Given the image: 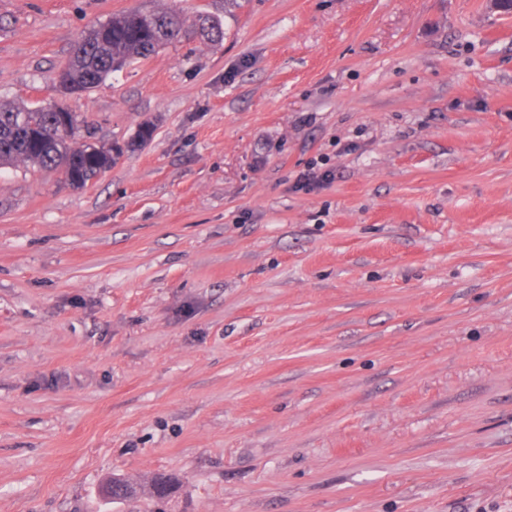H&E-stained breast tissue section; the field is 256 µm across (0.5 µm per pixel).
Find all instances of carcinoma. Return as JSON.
<instances>
[{
    "label": "carcinoma",
    "instance_id": "cac0c4a2",
    "mask_svg": "<svg viewBox=\"0 0 512 512\" xmlns=\"http://www.w3.org/2000/svg\"><path fill=\"white\" fill-rule=\"evenodd\" d=\"M198 37L221 42L222 23L209 20L197 28L189 26L176 7L114 15L78 38L64 67L70 95L81 97L102 85L117 69L146 60L166 46ZM154 133L155 125L146 122L126 143L106 147L93 142L86 117L63 104L0 102V167L33 164L61 173L73 188H84L124 153L150 142ZM132 492L138 493L137 487L117 476L99 490L106 501L127 499Z\"/></svg>",
    "mask_w": 512,
    "mask_h": 512
}]
</instances>
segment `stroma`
I'll use <instances>...</instances> for the list:
<instances>
[{
	"instance_id": "35a3bbf8",
	"label": "stroma",
	"mask_w": 512,
	"mask_h": 512,
	"mask_svg": "<svg viewBox=\"0 0 512 512\" xmlns=\"http://www.w3.org/2000/svg\"><path fill=\"white\" fill-rule=\"evenodd\" d=\"M176 5L223 42L54 86ZM0 99L156 126L82 189L0 169V512H512V12L0 0ZM131 490L133 491L134 496H137L138 489L134 484L124 478L113 476L112 479L101 485L99 493L104 500H112V502H114L116 500L131 498Z\"/></svg>"
}]
</instances>
